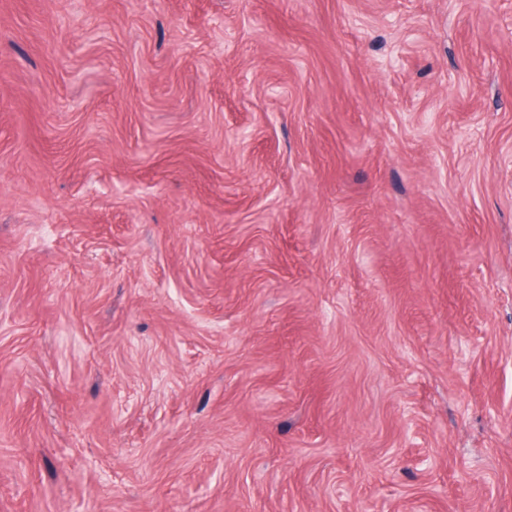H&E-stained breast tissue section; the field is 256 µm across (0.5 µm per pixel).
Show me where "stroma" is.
<instances>
[{"mask_svg": "<svg viewBox=\"0 0 512 512\" xmlns=\"http://www.w3.org/2000/svg\"><path fill=\"white\" fill-rule=\"evenodd\" d=\"M0 512H512V0H0Z\"/></svg>", "mask_w": 512, "mask_h": 512, "instance_id": "1", "label": "stroma"}]
</instances>
